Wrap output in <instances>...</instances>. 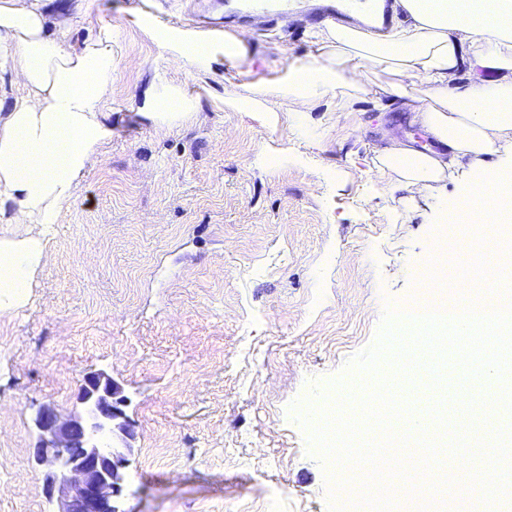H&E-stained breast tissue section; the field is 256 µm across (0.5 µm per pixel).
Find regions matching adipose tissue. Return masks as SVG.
I'll return each instance as SVG.
<instances>
[{
	"label": "adipose tissue",
	"instance_id": "obj_1",
	"mask_svg": "<svg viewBox=\"0 0 512 512\" xmlns=\"http://www.w3.org/2000/svg\"><path fill=\"white\" fill-rule=\"evenodd\" d=\"M51 3L0 0V68L23 87L0 101V225L44 229L40 237H0V311L25 300L46 255V235L112 138L101 110L112 88V33L66 43V24L52 19ZM393 14L397 22L385 33L342 23L317 27L315 54L291 58L285 77L225 95L222 103L266 112L272 99L284 98L300 121L329 96L340 112L360 94L400 99L432 145L418 152L395 142L378 156L390 194L451 179L468 156L508 157L443 216L454 228L501 226L497 252L482 260L483 280L498 283L512 259V0H394ZM372 67L391 73L393 82L374 84ZM196 109V100L175 87H150L142 104L145 116L168 129Z\"/></svg>",
	"mask_w": 512,
	"mask_h": 512
}]
</instances>
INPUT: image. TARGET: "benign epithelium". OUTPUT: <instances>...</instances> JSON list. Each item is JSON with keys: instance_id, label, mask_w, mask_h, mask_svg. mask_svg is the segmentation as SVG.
Returning <instances> with one entry per match:
<instances>
[{"instance_id": "obj_1", "label": "benign epithelium", "mask_w": 512, "mask_h": 512, "mask_svg": "<svg viewBox=\"0 0 512 512\" xmlns=\"http://www.w3.org/2000/svg\"><path fill=\"white\" fill-rule=\"evenodd\" d=\"M77 400L83 411L60 416L39 409L35 458L57 512H122L118 506L132 454L134 424L122 387L102 371L84 374Z\"/></svg>"}]
</instances>
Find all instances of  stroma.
Wrapping results in <instances>:
<instances>
[{"mask_svg": "<svg viewBox=\"0 0 512 512\" xmlns=\"http://www.w3.org/2000/svg\"><path fill=\"white\" fill-rule=\"evenodd\" d=\"M241 0H55L75 43L112 28V140L60 215L26 303L0 313V512H54L33 460L41 405L77 406L86 371L122 387L136 436L121 512H329L328 465L291 411L362 379L347 373L388 306L410 300L435 255L439 218L494 158L458 179L388 196L376 159L416 138L403 109L324 99L297 134L274 111L215 102L282 78L315 52L309 0L243 35L246 54L196 73L169 56L154 10L188 38L217 41ZM199 99L161 131L140 105L155 76ZM428 432L430 376L400 381Z\"/></svg>", "mask_w": 512, "mask_h": 512, "instance_id": "1", "label": "stroma"}]
</instances>
